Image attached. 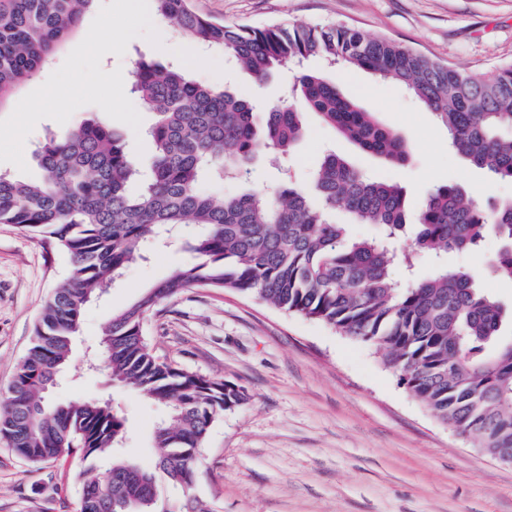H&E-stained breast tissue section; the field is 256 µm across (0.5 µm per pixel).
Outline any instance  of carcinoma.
Segmentation results:
<instances>
[{"label":"carcinoma","mask_w":512,"mask_h":512,"mask_svg":"<svg viewBox=\"0 0 512 512\" xmlns=\"http://www.w3.org/2000/svg\"><path fill=\"white\" fill-rule=\"evenodd\" d=\"M96 0H0V104L11 98L78 28ZM157 16L190 43L220 50L264 84L274 69L297 68L293 100L257 117L253 102L189 79L173 63H135L132 92L155 114L153 162L136 164L121 136L92 118L49 135L34 156L40 181L0 173V224L37 233L68 255L70 274L45 303L31 347L0 395V438L31 463L78 452L87 470L111 467L83 484L82 512H207L189 495L210 426L247 401L244 387L183 369L154 355L143 334L147 312L189 288L235 290L280 310L324 322L374 346L401 373L407 391L488 456L512 453V325L507 308L469 272L442 264L402 282L397 266L414 254L439 259L476 252L493 231L503 246L496 274L512 279V202L482 208L460 188H433L407 224L396 182L367 177L328 153L313 177L314 197L292 186L217 199L199 184L210 173L246 181L264 151H292L309 112L362 152L394 167L408 159L404 139L311 71L318 58L364 69L405 87L448 132V148L493 179L512 180V65L485 80L387 39L340 23L230 26L199 14L192 0H153ZM342 208L382 236L351 241L332 221ZM194 224L186 243L197 261L175 269L140 300L112 315L102 362L113 382L170 408L154 436V467L117 451L124 423L107 400H47L66 363L86 305L142 258L140 242ZM412 251L388 240L404 232ZM188 492L172 511L159 507L166 485Z\"/></svg>","instance_id":"cac0c4a2"}]
</instances>
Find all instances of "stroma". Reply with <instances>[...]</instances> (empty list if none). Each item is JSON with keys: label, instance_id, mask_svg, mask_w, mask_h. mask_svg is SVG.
Segmentation results:
<instances>
[{"label": "stroma", "instance_id": "stroma-1", "mask_svg": "<svg viewBox=\"0 0 512 512\" xmlns=\"http://www.w3.org/2000/svg\"><path fill=\"white\" fill-rule=\"evenodd\" d=\"M200 14L227 25L264 27L287 21L341 22L371 38H386L479 78L512 64V0H193ZM111 25H103V17ZM112 44L111 53L99 46ZM179 62L194 80L278 104L292 80L280 70L265 88L222 52L192 48L159 17L129 22L120 0H97L79 28L41 69L0 104V172L35 180L33 157L52 133L100 117L125 136L140 165H148L146 136L154 122L129 85L101 78L130 72L134 62ZM310 69L339 83L384 125L409 143L404 167L364 156L316 116L296 150L261 160L252 189L274 192L291 182L310 189L324 153L347 157L373 178L399 183L409 212L434 188L461 187L479 202L512 201V181L491 179L448 148L446 129L400 85L322 60ZM52 91L54 105L34 112L22 103ZM181 240H148L145 258L83 312L68 367L52 398H108L125 420L124 447L143 467L154 462L153 436L168 415L165 405L112 384L90 368L101 331L113 313L139 298L171 271L193 262ZM500 244L487 237L478 254L448 255L449 267L469 271L497 299L512 303V280L488 267ZM69 271L67 255L38 235L0 224V390L29 348L46 299ZM143 334L160 356L201 374L243 386L247 401L216 420L201 448L192 490L212 512H512V466L484 455L438 421L386 367L374 347L330 326L264 305L233 291L192 288L161 302ZM80 455L32 464L0 440V512H77L86 481Z\"/></svg>", "mask_w": 512, "mask_h": 512}]
</instances>
